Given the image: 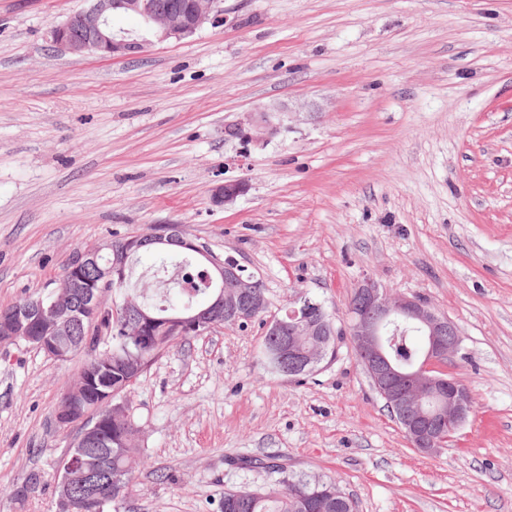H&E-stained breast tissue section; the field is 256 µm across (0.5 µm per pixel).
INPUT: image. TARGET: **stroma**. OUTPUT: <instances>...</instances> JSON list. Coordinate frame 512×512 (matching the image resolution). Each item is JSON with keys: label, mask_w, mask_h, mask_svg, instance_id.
<instances>
[{"label": "stroma", "mask_w": 512, "mask_h": 512, "mask_svg": "<svg viewBox=\"0 0 512 512\" xmlns=\"http://www.w3.org/2000/svg\"><path fill=\"white\" fill-rule=\"evenodd\" d=\"M86 0H0V308L56 289L84 250L179 224L266 288V314L174 341L127 394L142 428L126 512H220L241 458L336 479L357 512H512V0H223L194 37L105 58L52 48ZM257 106L289 119L257 144ZM244 179L229 206L214 186ZM461 332L473 411L411 447L358 363L297 378L258 357L295 296L345 326L364 280ZM79 360L0 343V512H56ZM40 487L15 489L30 475Z\"/></svg>", "instance_id": "obj_1"}]
</instances>
